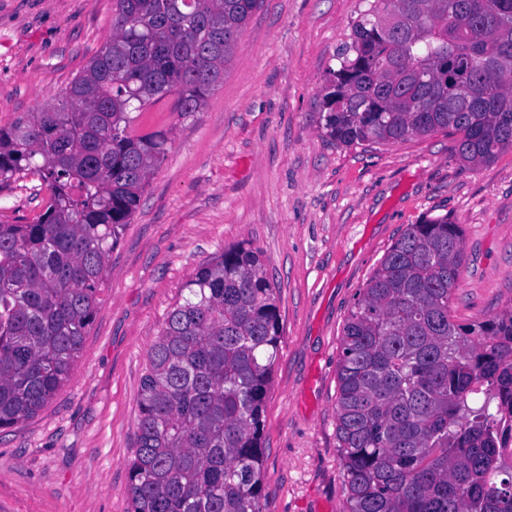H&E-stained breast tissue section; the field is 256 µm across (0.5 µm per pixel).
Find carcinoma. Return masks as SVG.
Wrapping results in <instances>:
<instances>
[{"instance_id":"cac0c4a2","label":"carcinoma","mask_w":512,"mask_h":512,"mask_svg":"<svg viewBox=\"0 0 512 512\" xmlns=\"http://www.w3.org/2000/svg\"><path fill=\"white\" fill-rule=\"evenodd\" d=\"M112 35L42 112L0 128V182L38 174L33 223L0 224V429L69 380L112 249L162 131L132 113L167 96L189 115L224 77L260 0H115ZM329 72L320 125L344 144L445 131L457 159L512 150V0H366ZM464 232L410 224L360 289L337 365L347 512H512V313L478 324L450 303ZM141 380L131 512H264L263 414L277 357L276 288L248 243L200 266ZM482 393L474 408L469 397Z\"/></svg>"}]
</instances>
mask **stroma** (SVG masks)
I'll return each mask as SVG.
<instances>
[{
	"mask_svg": "<svg viewBox=\"0 0 512 512\" xmlns=\"http://www.w3.org/2000/svg\"><path fill=\"white\" fill-rule=\"evenodd\" d=\"M114 0H0V127L57 104L112 33ZM364 0H262L203 107L173 97L136 130L171 145L109 256L67 384L0 431V512H130L147 352L197 269L242 241L277 289L280 343L264 408L265 512H345L336 436L342 328L408 225L464 231L459 322L512 311V151L467 165L437 133L346 146L319 127L325 79ZM28 174L0 183V224L44 212Z\"/></svg>",
	"mask_w": 512,
	"mask_h": 512,
	"instance_id": "stroma-1",
	"label": "stroma"
}]
</instances>
